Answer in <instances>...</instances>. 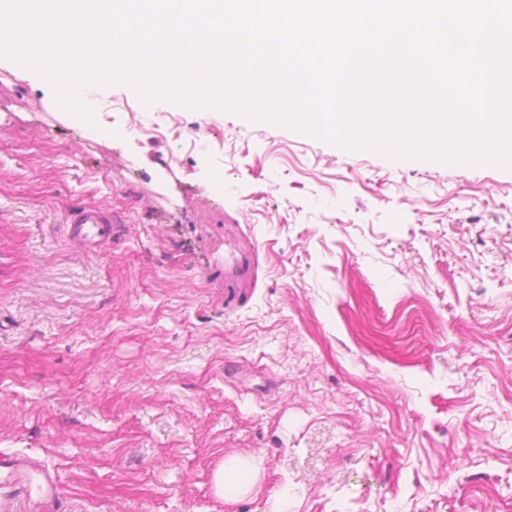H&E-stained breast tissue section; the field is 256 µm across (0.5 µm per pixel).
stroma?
Returning a JSON list of instances; mask_svg holds the SVG:
<instances>
[{
	"label": "stroma",
	"instance_id": "stroma-1",
	"mask_svg": "<svg viewBox=\"0 0 512 512\" xmlns=\"http://www.w3.org/2000/svg\"><path fill=\"white\" fill-rule=\"evenodd\" d=\"M4 73L0 454L55 473L53 512H512V170L124 84L84 128ZM227 459L256 464L233 501ZM70 224L73 225V233L79 236L85 246L96 247V239L101 236L103 226L100 224H112L108 212L99 207L86 208L76 213Z\"/></svg>",
	"mask_w": 512,
	"mask_h": 512
}]
</instances>
